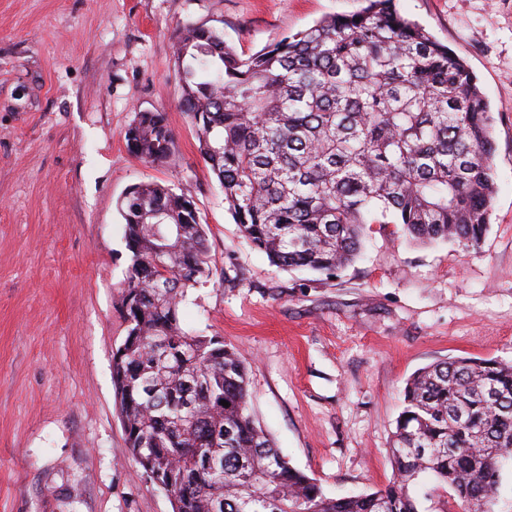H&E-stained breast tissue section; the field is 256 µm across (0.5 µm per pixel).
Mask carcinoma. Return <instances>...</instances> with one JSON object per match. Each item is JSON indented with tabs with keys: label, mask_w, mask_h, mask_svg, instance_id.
Here are the masks:
<instances>
[{
	"label": "carcinoma",
	"mask_w": 512,
	"mask_h": 512,
	"mask_svg": "<svg viewBox=\"0 0 512 512\" xmlns=\"http://www.w3.org/2000/svg\"><path fill=\"white\" fill-rule=\"evenodd\" d=\"M366 2L247 58L214 28L186 26L173 44L180 106L224 203L282 270L334 274L358 257L369 224L465 249L488 229L496 143L476 76L394 0ZM127 146L143 163L173 157L164 113H137ZM118 207L127 334L112 380L127 448L176 512H419L427 474L457 512H490L512 460V362L448 358L413 374L393 480L329 497L256 423L237 348L181 326L188 290L214 276L193 198L141 182Z\"/></svg>",
	"instance_id": "obj_1"
}]
</instances>
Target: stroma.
I'll return each mask as SVG.
<instances>
[{"mask_svg": "<svg viewBox=\"0 0 512 512\" xmlns=\"http://www.w3.org/2000/svg\"><path fill=\"white\" fill-rule=\"evenodd\" d=\"M364 0H0V512H172L125 443L112 353L128 251L118 203L139 182L193 197L211 282L182 325L236 346L249 407L331 497L393 477L403 388L453 357L512 361V0H397L462 56L494 117L496 193L477 249L369 225L335 278L282 271L240 235L179 108L172 45L219 28L241 57ZM165 113L164 164L128 152ZM131 154L140 162L159 164L175 155L176 142L162 112H138L127 136Z\"/></svg>", "mask_w": 512, "mask_h": 512, "instance_id": "stroma-1", "label": "stroma"}]
</instances>
